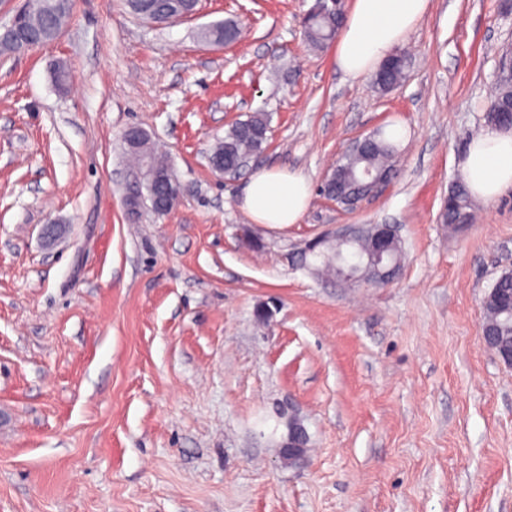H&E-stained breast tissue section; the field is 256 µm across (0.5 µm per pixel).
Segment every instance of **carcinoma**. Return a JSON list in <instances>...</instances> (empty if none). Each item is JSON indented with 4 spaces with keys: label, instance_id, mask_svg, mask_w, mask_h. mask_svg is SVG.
Listing matches in <instances>:
<instances>
[{
    "label": "carcinoma",
    "instance_id": "cac0c4a2",
    "mask_svg": "<svg viewBox=\"0 0 512 512\" xmlns=\"http://www.w3.org/2000/svg\"><path fill=\"white\" fill-rule=\"evenodd\" d=\"M197 5L198 0H127L129 10L145 19L151 13L160 16H190L196 12ZM73 7L74 0H28L21 18L23 30L50 41L54 38L56 31L70 18ZM343 19L342 12L338 13L334 19L320 15L314 17L304 28L305 39L315 48L326 46L336 34V30L340 28ZM239 36L240 30L233 21L211 23L198 32L200 40L217 44L233 42ZM397 56L398 62L391 69L371 80L374 88L382 94L391 91L405 76L409 65L408 56L404 52L397 53ZM511 102L512 73L505 70L497 81L495 93L486 103L487 123L502 127L498 106ZM268 126L269 117L266 113H252L247 119L233 124L228 129L224 139L211 149L210 157H222L224 164L230 165L236 160L241 161L259 154L266 143ZM125 151L137 160L143 171L162 169L171 174V179H176L172 167L158 155L148 134H143L134 147H127ZM394 153V142L378 133L372 137L371 146L368 149L356 155L349 153L340 158L338 166L341 169V177L337 186L340 201L344 203L358 193L362 172L368 170L375 175L391 170ZM441 218L442 223L453 229L472 223L474 220L472 199L465 184L460 183L448 192ZM367 252L368 242L365 234L360 235L349 245L335 241L319 254L317 268L327 275L334 276L341 267L345 254L360 257ZM509 289H512V276L499 277L484 303L483 325L496 333L492 348L497 354L512 350V310L501 306L498 302L499 292Z\"/></svg>",
    "mask_w": 512,
    "mask_h": 512
}]
</instances>
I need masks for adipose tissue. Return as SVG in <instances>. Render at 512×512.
<instances>
[{
  "label": "adipose tissue",
  "mask_w": 512,
  "mask_h": 512,
  "mask_svg": "<svg viewBox=\"0 0 512 512\" xmlns=\"http://www.w3.org/2000/svg\"><path fill=\"white\" fill-rule=\"evenodd\" d=\"M429 0H354L336 42V65L357 78L374 72L405 42L428 10ZM473 197L491 200L512 187V129H486L473 139L462 165ZM311 200L301 170L270 168L253 174L240 207L257 224H295Z\"/></svg>",
  "instance_id": "ef3b65f1"
}]
</instances>
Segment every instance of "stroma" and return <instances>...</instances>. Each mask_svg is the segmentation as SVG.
<instances>
[{
  "label": "stroma",
  "instance_id": "obj_1",
  "mask_svg": "<svg viewBox=\"0 0 512 512\" xmlns=\"http://www.w3.org/2000/svg\"><path fill=\"white\" fill-rule=\"evenodd\" d=\"M313 3L200 0L155 27L75 0L56 42L0 52V512H512V367L481 338L512 271V188L459 230L440 221L512 53V0H429L385 95L308 45ZM225 19L240 41L198 38ZM257 111L263 151L216 174L211 146ZM136 125L185 188L164 216L126 210ZM395 126L378 194L351 210L321 194L355 139ZM272 167L311 180L299 223L240 207ZM343 224L398 225L391 285L301 263ZM307 440L305 427L299 421L288 422V442L283 445V453L288 455L290 460L298 459L301 456L299 449L304 447V442Z\"/></svg>",
  "mask_w": 512,
  "mask_h": 512
}]
</instances>
